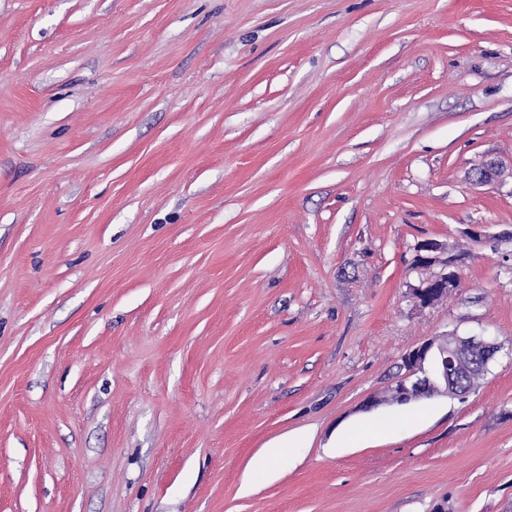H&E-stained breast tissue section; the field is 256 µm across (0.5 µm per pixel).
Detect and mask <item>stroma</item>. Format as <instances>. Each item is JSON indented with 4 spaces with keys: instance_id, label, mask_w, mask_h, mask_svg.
I'll return each instance as SVG.
<instances>
[{
    "instance_id": "stroma-1",
    "label": "stroma",
    "mask_w": 512,
    "mask_h": 512,
    "mask_svg": "<svg viewBox=\"0 0 512 512\" xmlns=\"http://www.w3.org/2000/svg\"><path fill=\"white\" fill-rule=\"evenodd\" d=\"M443 501L512 512V0H0V512ZM414 263L416 266L422 263L431 265H440V271L437 274L436 281L430 284L419 283L411 288L413 299L422 307L434 304L432 300L435 284L448 288H458L460 285L459 275L455 268L461 262V258L455 254H450L448 248L439 241L425 239L417 242L414 248ZM444 255H446L444 257ZM448 269H450L448 271ZM454 337V343L449 339ZM461 343L476 350L486 370L500 351V345L494 341L475 337L435 336L408 351L403 356L404 373L396 381L395 387L400 396L409 401L418 398H431L438 395L462 397L456 388V378L463 369Z\"/></svg>"
}]
</instances>
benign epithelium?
Here are the masks:
<instances>
[{"instance_id": "7a95c632", "label": "benign epithelium", "mask_w": 512, "mask_h": 512, "mask_svg": "<svg viewBox=\"0 0 512 512\" xmlns=\"http://www.w3.org/2000/svg\"><path fill=\"white\" fill-rule=\"evenodd\" d=\"M414 251L415 264L429 263L440 266L436 277L437 284L448 288L459 287V275L456 271L461 262L459 256L449 253L444 244L433 239L417 242ZM434 284L421 283L411 288L415 302L422 307L433 305ZM464 343L480 354L485 366L489 365L500 351V345L490 340L457 336L452 341L447 335L432 337L403 356L404 373L395 384L400 390V396L410 401L438 395L461 396L456 388V378L463 369Z\"/></svg>"}]
</instances>
